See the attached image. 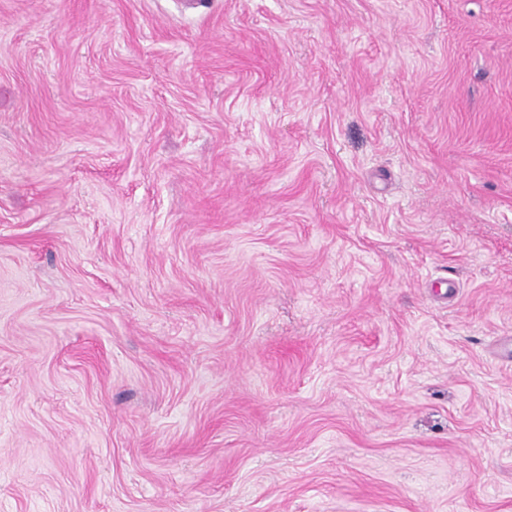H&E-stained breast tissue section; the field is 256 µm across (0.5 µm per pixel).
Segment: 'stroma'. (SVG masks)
I'll return each mask as SVG.
<instances>
[{"instance_id": "35a3bbf8", "label": "stroma", "mask_w": 512, "mask_h": 512, "mask_svg": "<svg viewBox=\"0 0 512 512\" xmlns=\"http://www.w3.org/2000/svg\"><path fill=\"white\" fill-rule=\"evenodd\" d=\"M512 0H0V512H512Z\"/></svg>"}]
</instances>
